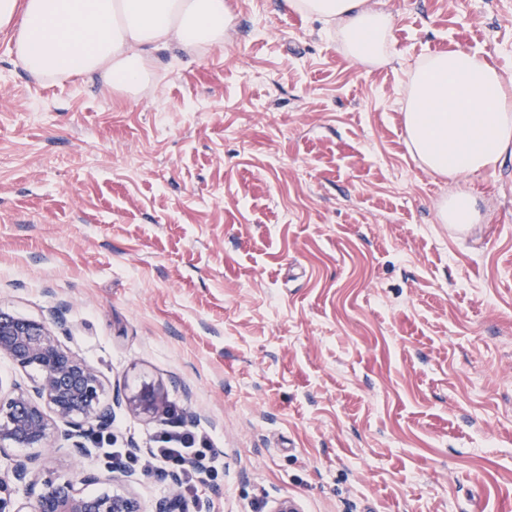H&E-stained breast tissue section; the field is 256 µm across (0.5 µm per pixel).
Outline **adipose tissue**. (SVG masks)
<instances>
[{
	"mask_svg": "<svg viewBox=\"0 0 512 512\" xmlns=\"http://www.w3.org/2000/svg\"><path fill=\"white\" fill-rule=\"evenodd\" d=\"M294 8L337 26L355 62L386 59L393 15L370 0H292ZM227 0H0V31L35 80L98 76L132 96L161 66V52L223 46ZM404 128L413 154L432 174L455 179L494 170L512 158V95L482 54L456 49L428 58L410 80ZM443 224H480L474 195L437 206Z\"/></svg>",
	"mask_w": 512,
	"mask_h": 512,
	"instance_id": "ef3b65f1",
	"label": "adipose tissue"
}]
</instances>
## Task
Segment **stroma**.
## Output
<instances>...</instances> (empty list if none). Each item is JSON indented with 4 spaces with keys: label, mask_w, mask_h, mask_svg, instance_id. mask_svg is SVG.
<instances>
[{
    "label": "stroma",
    "mask_w": 512,
    "mask_h": 512,
    "mask_svg": "<svg viewBox=\"0 0 512 512\" xmlns=\"http://www.w3.org/2000/svg\"><path fill=\"white\" fill-rule=\"evenodd\" d=\"M363 66L285 0H228L223 48L164 54L129 99L35 81L0 31V311L57 319L111 403L74 460L105 490L140 457L144 512H512V160L450 180L410 151L429 56L473 50L512 85V0H382ZM485 223H439L449 192ZM155 385L220 449L217 484L170 499L148 450ZM128 408L133 415H144L153 419H162L169 414L161 394L151 384H144L128 399Z\"/></svg>",
    "instance_id": "1"
}]
</instances>
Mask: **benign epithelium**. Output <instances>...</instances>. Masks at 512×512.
Returning <instances> with one entry per match:
<instances>
[{
	"label": "benign epithelium",
	"mask_w": 512,
	"mask_h": 512,
	"mask_svg": "<svg viewBox=\"0 0 512 512\" xmlns=\"http://www.w3.org/2000/svg\"><path fill=\"white\" fill-rule=\"evenodd\" d=\"M0 355L21 368L35 367L38 376L30 391L0 396V450L49 448L58 441L70 445L71 454L88 453L84 438L95 432L106 414L101 405L102 382L92 365L72 355L44 324L0 312ZM134 415L162 419L169 414L158 389L143 385L128 399ZM66 429L53 432L49 415ZM36 456L12 460L0 472V489L9 483H34ZM97 481L89 473L71 468L43 481L34 498L17 503L0 497V512H143L139 500L125 490L84 492Z\"/></svg>",
	"instance_id": "benign-epithelium-1"
}]
</instances>
